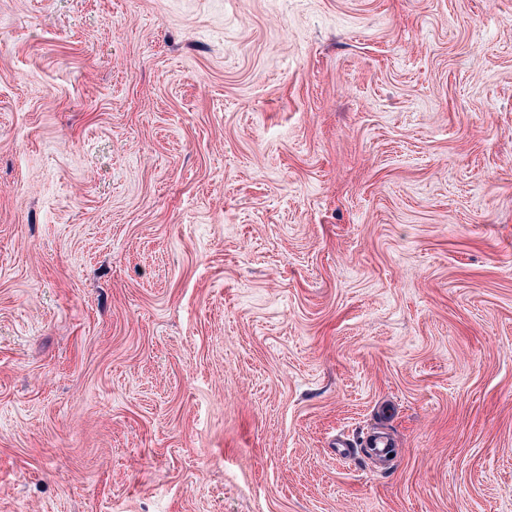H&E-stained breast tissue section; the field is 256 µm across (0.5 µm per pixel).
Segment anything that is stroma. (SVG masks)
<instances>
[{
    "label": "stroma",
    "mask_w": 512,
    "mask_h": 512,
    "mask_svg": "<svg viewBox=\"0 0 512 512\" xmlns=\"http://www.w3.org/2000/svg\"><path fill=\"white\" fill-rule=\"evenodd\" d=\"M0 512H512V0H0Z\"/></svg>",
    "instance_id": "stroma-1"
}]
</instances>
